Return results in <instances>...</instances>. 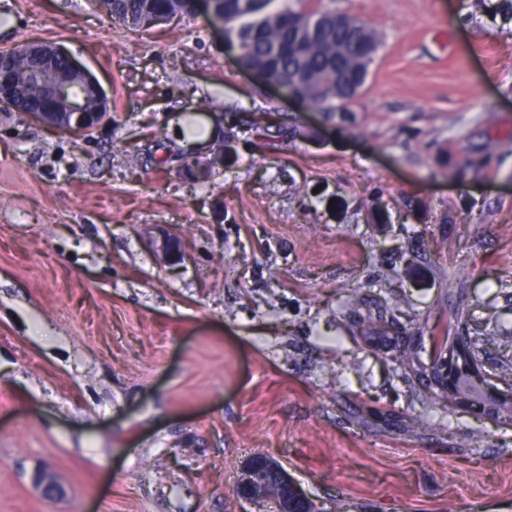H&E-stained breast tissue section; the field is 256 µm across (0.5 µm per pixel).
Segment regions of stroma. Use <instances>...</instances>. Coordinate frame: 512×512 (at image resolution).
<instances>
[{"label":"stroma","instance_id":"35a3bbf8","mask_svg":"<svg viewBox=\"0 0 512 512\" xmlns=\"http://www.w3.org/2000/svg\"><path fill=\"white\" fill-rule=\"evenodd\" d=\"M476 3L351 0L382 45L329 121L205 6L144 31L0 0V51L65 47L112 109L75 139L0 103V512H258L233 492L256 454L324 512H512V425L439 413L350 315L407 295L397 333L428 353L455 309L490 315L512 357V22ZM263 108L282 129L250 130Z\"/></svg>","mask_w":512,"mask_h":512}]
</instances>
